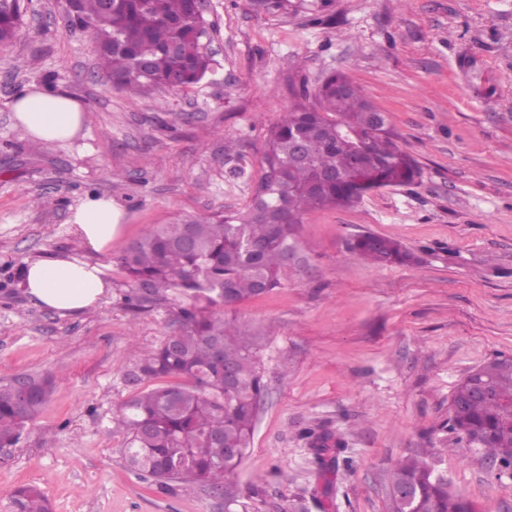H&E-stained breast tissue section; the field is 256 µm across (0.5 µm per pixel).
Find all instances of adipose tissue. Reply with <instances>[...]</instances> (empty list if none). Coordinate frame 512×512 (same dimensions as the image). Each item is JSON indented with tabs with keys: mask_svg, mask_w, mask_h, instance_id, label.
I'll list each match as a JSON object with an SVG mask.
<instances>
[{
	"mask_svg": "<svg viewBox=\"0 0 512 512\" xmlns=\"http://www.w3.org/2000/svg\"><path fill=\"white\" fill-rule=\"evenodd\" d=\"M15 124L37 142L68 145L82 137L85 108L63 90L25 88L12 102ZM123 210L107 195L87 196L73 208L68 222L93 251L106 255L121 230ZM22 285L36 304L63 314H77L95 305L108 292L101 263L56 255L27 264Z\"/></svg>",
	"mask_w": 512,
	"mask_h": 512,
	"instance_id": "adipose-tissue-1",
	"label": "adipose tissue"
}]
</instances>
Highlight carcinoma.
<instances>
[{"instance_id": "cac0c4a2", "label": "carcinoma", "mask_w": 512, "mask_h": 512, "mask_svg": "<svg viewBox=\"0 0 512 512\" xmlns=\"http://www.w3.org/2000/svg\"><path fill=\"white\" fill-rule=\"evenodd\" d=\"M273 10L326 14L334 0H261ZM101 0H77L65 26L91 35L98 66L125 91L175 89L197 83L210 58L206 30L188 0H114L104 18ZM23 0H0V43H11L21 29ZM315 103H297L270 133L263 175L249 211L186 218L192 244L182 241L183 224H158L127 247L120 263L135 285L150 284L143 298L128 296L135 309L174 297L182 303L180 332L136 360L128 376L177 377L184 384L140 391L112 415V430L125 434L126 466L159 485L204 484L224 491V512L239 501L226 479L243 463L263 398L260 357L251 337L224 321V308L272 292L299 258L295 226L315 208L342 207L365 193L409 184L417 161L403 151L386 115L342 73L325 77ZM353 135L336 142V122ZM351 248L378 263L416 261L399 241L369 232ZM233 363L236 383L224 386L215 349ZM34 393L19 404L12 382H0V449L14 445L25 424L37 416L52 392L53 378L31 377ZM488 382L495 394L465 405L451 404V428L512 468V359L505 357L467 375L455 388L461 398L473 383ZM391 487L410 485V512H475L472 504L448 492V480L419 457L400 460L390 472ZM15 512H52L48 496L34 485L13 492Z\"/></svg>"}]
</instances>
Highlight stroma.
I'll use <instances>...</instances> for the list:
<instances>
[{"instance_id":"35a3bbf8","label":"stroma","mask_w":512,"mask_h":512,"mask_svg":"<svg viewBox=\"0 0 512 512\" xmlns=\"http://www.w3.org/2000/svg\"><path fill=\"white\" fill-rule=\"evenodd\" d=\"M25 8L0 47V380L54 386L0 450V512L24 484L53 512H224L205 486L162 489L128 470L124 435L108 429L156 385L131 383L129 366L182 326L178 301L125 306L119 258L177 217L246 212L270 131L334 72L385 112L420 176L306 211L284 286L225 311L251 334L267 387L229 479L237 512H390L389 471L408 456L433 459L477 512H512V479L450 429L458 381L512 355V0H335L330 23L209 0L212 72L135 95L113 88L87 33L66 30L64 0ZM32 83L82 103L86 149L22 135L10 104ZM89 194L112 196L124 228L103 258L107 295L63 315L32 302L20 273L49 254L98 258L68 226ZM364 232L400 241L416 264L367 262L349 249ZM307 430L331 436L337 465L317 463Z\"/></svg>"}]
</instances>
